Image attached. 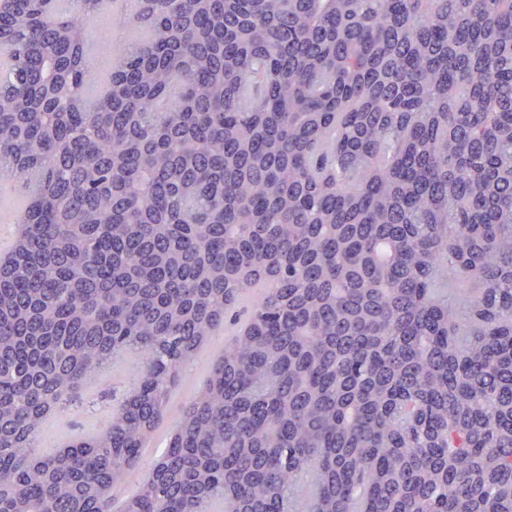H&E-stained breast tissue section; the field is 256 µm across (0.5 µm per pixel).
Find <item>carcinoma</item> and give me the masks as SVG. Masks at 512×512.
<instances>
[{"label":"carcinoma","instance_id":"cac0c4a2","mask_svg":"<svg viewBox=\"0 0 512 512\" xmlns=\"http://www.w3.org/2000/svg\"><path fill=\"white\" fill-rule=\"evenodd\" d=\"M0 0V512H112L169 390L247 321L124 512H512V0ZM473 282L450 293L448 279ZM131 346L141 386L35 459ZM118 46L105 36V30L98 24L94 25V35L89 45V53L96 58L99 68H105L113 58ZM33 194L34 190L32 185L27 184L13 173L0 172V196L6 197L15 208L9 219L2 222L0 228V261L2 263L9 260L13 243L21 236L23 224H19L18 217L25 209ZM2 242L4 243L3 247ZM48 421H44L43 427L54 436L55 440L61 439L64 445L76 437H88L103 428L96 422V419L79 415L59 423H49Z\"/></svg>","mask_w":512,"mask_h":512}]
</instances>
